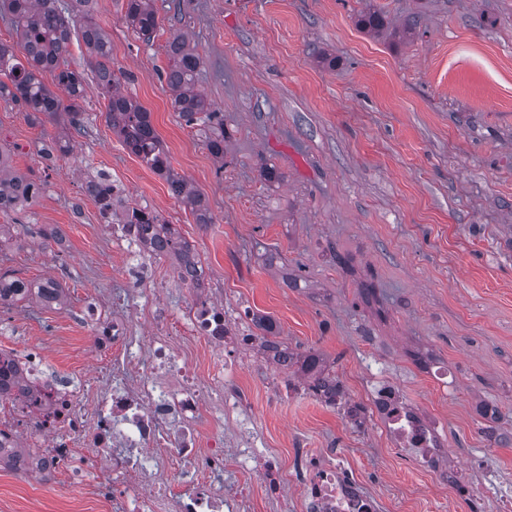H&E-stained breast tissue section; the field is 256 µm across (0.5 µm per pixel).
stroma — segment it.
Masks as SVG:
<instances>
[{"label": "stroma", "instance_id": "obj_1", "mask_svg": "<svg viewBox=\"0 0 512 512\" xmlns=\"http://www.w3.org/2000/svg\"><path fill=\"white\" fill-rule=\"evenodd\" d=\"M143 40L126 0H92L120 90L150 114L174 170L205 196L200 224L167 181L130 154L106 118L80 32L69 67L82 74L79 121L28 118L0 99V148L41 185L0 212V271L64 288L60 305L0 308V350L44 347L48 370L81 380L98 366L78 311L106 302L121 259L85 185L106 174L132 204H150L209 268L208 295L270 320L300 352L321 353L350 401L370 378L396 382L448 444L468 479L493 473L512 495V0H153ZM379 11L386 28L358 26ZM183 35L196 78L224 123H186L171 107L168 46ZM274 170L267 179L266 170ZM42 229L65 240L57 251ZM448 368L442 385L433 365ZM272 370L246 356L233 377L254 432L287 470L296 451L341 452L379 512H469L439 475L416 466L384 427L357 435L310 396L280 399ZM498 407L492 425L477 409ZM85 449L54 485L0 469V512H112Z\"/></svg>", "mask_w": 512, "mask_h": 512}]
</instances>
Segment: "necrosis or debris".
Here are the masks:
<instances>
[{
  "mask_svg": "<svg viewBox=\"0 0 512 512\" xmlns=\"http://www.w3.org/2000/svg\"><path fill=\"white\" fill-rule=\"evenodd\" d=\"M102 216L114 252L124 258L112 286L111 316L97 302L82 309L102 364L75 387L45 373L41 345L15 355L7 384L0 387V405L10 408L9 419L0 420V446H15L20 433H27L31 451L17 457L15 466L45 484L54 482L77 449H98L105 460L99 490L111 499L112 512H247L258 486L268 497L281 498L288 478L276 457L254 437L241 440L219 431L206 436L201 424L211 415L241 412L242 392L227 385L240 353L259 348L264 360L284 372L288 355L282 345L269 339L256 346L250 312L227 310L201 293L207 270L200 262L177 269L187 291L179 311L154 304L158 270L173 254L168 237L153 230L157 211L132 206L116 221L106 202ZM134 309L143 312L150 332L134 326ZM180 336L210 348L207 376L187 362L176 343ZM89 397L90 409L84 406ZM343 418L358 433L368 420L379 421L399 447L414 450L420 467L441 471L470 504L496 494L495 483L474 488L445 466V444L435 427L389 380L374 381L367 405L345 403ZM299 470L302 512H378L376 499L347 473L341 455L326 461L300 453ZM245 474L257 475L258 485L242 482Z\"/></svg>",
  "mask_w": 512,
  "mask_h": 512,
  "instance_id": "necrosis-or-debris-1",
  "label": "necrosis or debris"
}]
</instances>
